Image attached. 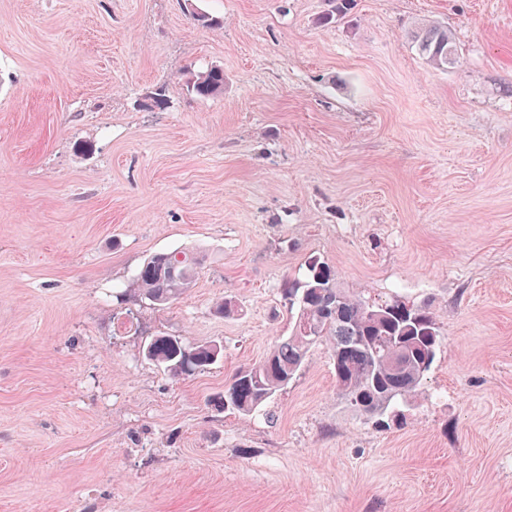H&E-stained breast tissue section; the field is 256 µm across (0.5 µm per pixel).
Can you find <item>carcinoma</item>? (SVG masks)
I'll return each instance as SVG.
<instances>
[{
  "label": "carcinoma",
  "instance_id": "carcinoma-1",
  "mask_svg": "<svg viewBox=\"0 0 512 512\" xmlns=\"http://www.w3.org/2000/svg\"><path fill=\"white\" fill-rule=\"evenodd\" d=\"M415 47L428 64L448 70L458 63L454 36L431 20L412 34ZM192 97L208 99L224 93V68L212 65L186 83ZM200 254L190 248L149 256L128 285L115 292L166 306L194 287ZM291 334L278 341L258 363L241 370L213 399L219 411H267L273 397L296 378L308 350L325 342L333 351L336 386L358 413L382 417L392 405L408 401L419 390L440 342L438 324L426 306L399 299L369 303L336 287L330 267L310 261L303 278L284 282ZM145 359L173 376L192 375L222 357L216 344L188 347L176 336H154L142 348Z\"/></svg>",
  "mask_w": 512,
  "mask_h": 512
}]
</instances>
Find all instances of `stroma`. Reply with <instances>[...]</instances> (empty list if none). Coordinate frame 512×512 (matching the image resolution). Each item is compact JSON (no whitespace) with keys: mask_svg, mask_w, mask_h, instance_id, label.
<instances>
[{"mask_svg":"<svg viewBox=\"0 0 512 512\" xmlns=\"http://www.w3.org/2000/svg\"><path fill=\"white\" fill-rule=\"evenodd\" d=\"M329 7L0 0V512H512V0ZM423 18L455 68L417 53ZM211 64L223 95L190 97ZM184 247L183 298L113 300ZM315 258L436 317L394 425L339 395L324 343L274 420L211 404L289 334L282 284ZM157 335L223 357L175 378L141 355ZM415 47L428 64L448 70L458 63V50L454 36L434 21L424 20L418 24L412 34Z\"/></svg>","mask_w":512,"mask_h":512,"instance_id":"stroma-1","label":"stroma"}]
</instances>
